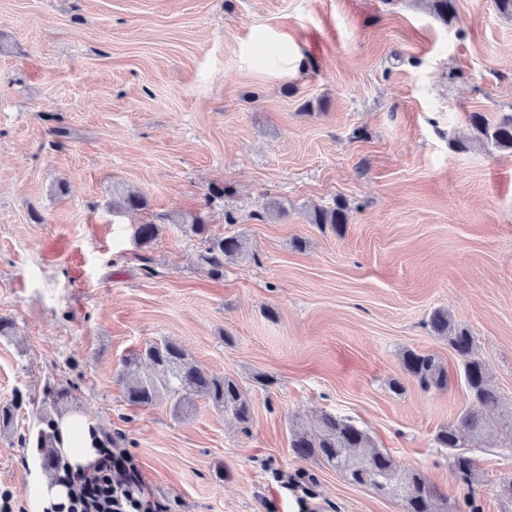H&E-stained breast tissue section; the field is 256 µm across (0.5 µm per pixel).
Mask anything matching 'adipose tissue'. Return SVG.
I'll return each instance as SVG.
<instances>
[{
    "label": "adipose tissue",
    "mask_w": 512,
    "mask_h": 512,
    "mask_svg": "<svg viewBox=\"0 0 512 512\" xmlns=\"http://www.w3.org/2000/svg\"><path fill=\"white\" fill-rule=\"evenodd\" d=\"M56 451L60 467L54 476H41L38 495L47 512L68 504L70 490L78 475L89 471L100 458L101 436L94 424L78 410L55 417Z\"/></svg>",
    "instance_id": "1"
}]
</instances>
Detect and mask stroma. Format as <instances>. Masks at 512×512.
<instances>
[{
    "instance_id": "stroma-1",
    "label": "stroma",
    "mask_w": 512,
    "mask_h": 512,
    "mask_svg": "<svg viewBox=\"0 0 512 512\" xmlns=\"http://www.w3.org/2000/svg\"><path fill=\"white\" fill-rule=\"evenodd\" d=\"M0 0V492L37 512L46 389L135 459L169 512H403L402 503L298 459L293 432L352 419L448 512H512V439L473 450L459 485L440 426L469 405L460 361L430 331L448 310L474 339L512 416V153L469 122L512 113V20L455 0ZM467 150H458V143ZM224 195L213 198L211 187ZM146 210L112 211L113 189ZM285 214H265L268 199ZM351 206L344 235L308 223ZM240 235L250 257L212 277L172 215ZM159 224L149 246L132 227ZM303 249H295V239ZM180 343L251 399L241 427L195 399L130 407L116 381L146 344ZM448 368L422 390L406 350ZM271 378L262 386L260 377ZM401 382L402 392L391 389ZM287 474L291 488L273 480Z\"/></svg>"
}]
</instances>
